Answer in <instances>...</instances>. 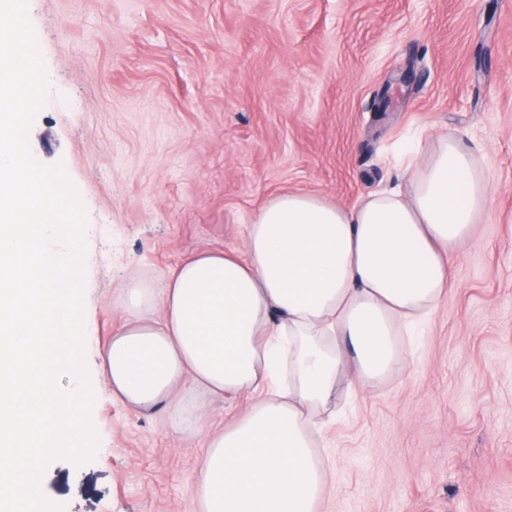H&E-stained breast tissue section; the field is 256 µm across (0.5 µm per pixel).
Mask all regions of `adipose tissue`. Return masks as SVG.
<instances>
[{
  "label": "adipose tissue",
  "instance_id": "ef3b65f1",
  "mask_svg": "<svg viewBox=\"0 0 512 512\" xmlns=\"http://www.w3.org/2000/svg\"><path fill=\"white\" fill-rule=\"evenodd\" d=\"M409 168L408 191L349 207L273 194L246 227L244 256L188 259L158 294L126 288L103 362L113 396L137 410L192 388L251 400L208 440L200 512H315L325 463L314 410L344 372L369 388L403 368L396 336L447 294L451 261L489 204L484 171L454 138Z\"/></svg>",
  "mask_w": 512,
  "mask_h": 512
}]
</instances>
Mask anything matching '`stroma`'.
Instances as JSON below:
<instances>
[{
    "label": "stroma",
    "mask_w": 512,
    "mask_h": 512,
    "mask_svg": "<svg viewBox=\"0 0 512 512\" xmlns=\"http://www.w3.org/2000/svg\"><path fill=\"white\" fill-rule=\"evenodd\" d=\"M48 89L29 132L86 212L83 327L93 457L53 459L62 512H199L211 434L249 404L201 391L136 412L101 371L132 280L244 251L273 193L350 206L407 189L398 158L450 134L490 186L479 241L402 371L340 376L317 410L318 512H512V0H27ZM390 112L386 85L404 69Z\"/></svg>",
    "instance_id": "1"
}]
</instances>
